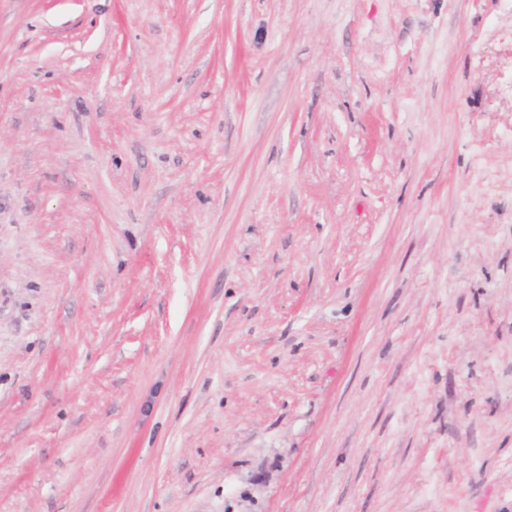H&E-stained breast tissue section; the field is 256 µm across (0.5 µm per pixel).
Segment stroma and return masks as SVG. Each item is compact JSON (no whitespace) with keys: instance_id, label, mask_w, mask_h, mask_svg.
Wrapping results in <instances>:
<instances>
[{"instance_id":"stroma-1","label":"stroma","mask_w":512,"mask_h":512,"mask_svg":"<svg viewBox=\"0 0 512 512\" xmlns=\"http://www.w3.org/2000/svg\"><path fill=\"white\" fill-rule=\"evenodd\" d=\"M0 512H512V0H0Z\"/></svg>"}]
</instances>
